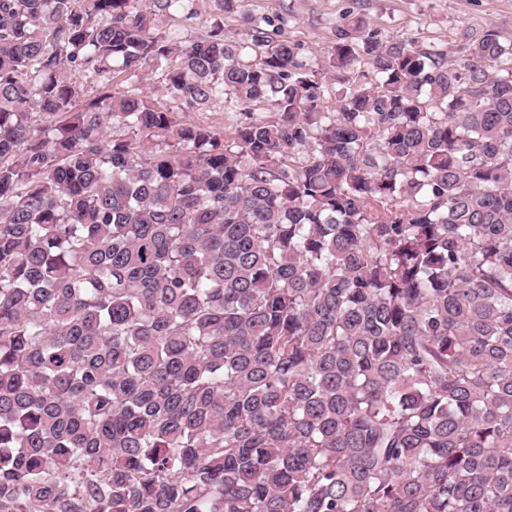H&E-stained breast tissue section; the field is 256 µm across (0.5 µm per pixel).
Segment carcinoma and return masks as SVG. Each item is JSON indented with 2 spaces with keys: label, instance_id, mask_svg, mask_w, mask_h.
<instances>
[{
  "label": "carcinoma",
  "instance_id": "1",
  "mask_svg": "<svg viewBox=\"0 0 512 512\" xmlns=\"http://www.w3.org/2000/svg\"><path fill=\"white\" fill-rule=\"evenodd\" d=\"M186 2L0 0V512H512V43ZM161 82L162 78L159 72L156 71L155 66L151 64L145 67L141 76L136 79L127 90H132V92L135 93L143 92L144 94L155 95L161 99V101L165 102L170 110L177 112L176 117L178 120L208 125L220 134H224V127L232 125L239 117L238 112L227 108L228 103H224V100L218 101L211 107L200 112H181L179 109V107H182L181 103L166 95Z\"/></svg>",
  "mask_w": 512,
  "mask_h": 512
}]
</instances>
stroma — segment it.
<instances>
[{"instance_id": "stroma-1", "label": "stroma", "mask_w": 512, "mask_h": 512, "mask_svg": "<svg viewBox=\"0 0 512 512\" xmlns=\"http://www.w3.org/2000/svg\"><path fill=\"white\" fill-rule=\"evenodd\" d=\"M190 7L195 18L165 16L158 22L159 29L189 42L217 25L226 34L245 39L257 28L269 40L300 45V59L308 64L327 55L337 29L353 17L363 18L381 39L413 38L454 54L465 30L492 28L503 40L512 41V0H237L230 12L225 11L224 0H192ZM131 90L166 99L177 119L208 125L218 132L238 117L221 101L200 112L181 111L178 101L167 99L162 79L152 65L145 67Z\"/></svg>"}]
</instances>
